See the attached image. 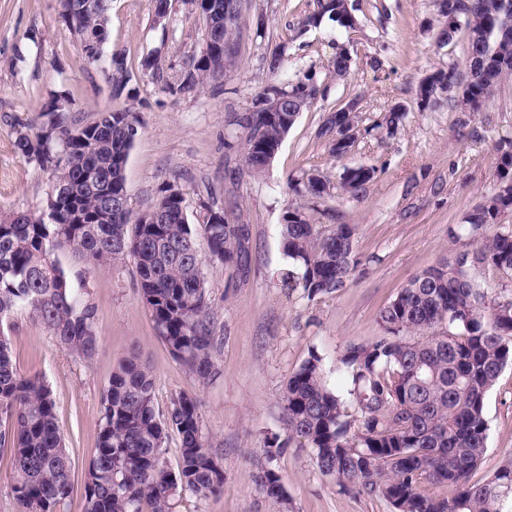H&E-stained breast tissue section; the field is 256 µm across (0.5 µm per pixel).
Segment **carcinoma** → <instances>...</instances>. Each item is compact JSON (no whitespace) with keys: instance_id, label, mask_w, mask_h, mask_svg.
Here are the masks:
<instances>
[{"instance_id":"1","label":"carcinoma","mask_w":512,"mask_h":512,"mask_svg":"<svg viewBox=\"0 0 512 512\" xmlns=\"http://www.w3.org/2000/svg\"><path fill=\"white\" fill-rule=\"evenodd\" d=\"M79 10V0H64L62 23L72 33L105 45L112 0ZM308 17L313 26L328 19L337 24L348 12L346 0H315ZM243 6L239 0H200L201 16L214 40L236 44ZM460 15L452 31L439 30L451 41L467 34L468 100L482 106L490 97L489 80L512 77V0H440L439 16ZM236 64V49L199 53L188 59L164 91L191 94L209 81L221 80ZM268 84L253 111L237 115L245 133L243 164L250 175L263 174L296 123L299 113L262 111L263 97L280 95L292 105L312 95L311 74L288 76L283 56L272 55ZM112 97L129 105L107 107L80 123L67 112L44 107L37 131L21 130L15 150L50 175L45 208L38 214H0V452L12 461L11 491L20 512H57L73 492L72 466L60 430L51 390L36 375H24L12 359L3 326L20 313L37 318L58 344L83 361L97 351L94 304L81 300L59 260L69 253L89 267L132 263L140 298L160 338L171 353L199 378L213 369L217 341L212 334L206 267L241 265L247 226L233 214L202 201L210 221L189 219L184 196L167 185L157 204L163 212L154 224L132 216L129 199L112 212L109 224L96 223L104 195L127 194L125 166L139 129L134 106L137 91L129 87L124 62L115 68ZM405 113L392 109L366 127L395 134ZM59 136L47 140V125ZM358 125L347 112L329 111L327 126ZM499 189L470 211L464 222L448 226V238L466 237L472 248L416 274L379 314L381 336L367 344L350 343L336 363L348 384L347 396L325 381L323 357L312 351L288 379L281 402L287 437L264 442L272 459L291 442L313 449L318 470L342 491L374 495L392 512H512V457L486 478L475 479L484 463L488 439L485 398L502 370L512 364V289L492 288L477 269L493 271L512 283V225L500 223L512 211V142L496 148ZM377 172L372 165L346 166L338 184L318 171L298 179L304 196L323 199L333 190L356 196ZM489 226L497 227L491 237ZM208 245V260L196 246V228ZM357 226L312 224L305 208L286 210L280 224L284 255L298 270L295 287L313 300L332 294L353 280ZM180 438L177 469L164 459L170 432ZM259 489L278 504L287 503L281 476L264 467ZM447 485L454 495L438 497L422 485ZM183 492L200 498L224 493V469L208 448L201 429L198 399L181 394L165 416L155 408V378L135 355L112 375L103 398L97 447L85 472L84 512H171Z\"/></svg>"}]
</instances>
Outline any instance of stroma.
Here are the masks:
<instances>
[{
	"mask_svg": "<svg viewBox=\"0 0 512 512\" xmlns=\"http://www.w3.org/2000/svg\"><path fill=\"white\" fill-rule=\"evenodd\" d=\"M349 2L358 20L353 30L328 20L303 28L314 0H249L236 66L200 92L172 96L163 87L202 49L205 22L188 14L182 0H172L160 28L152 21L153 0H112L106 50L123 56L142 121L125 170L132 213L149 210L160 189L177 182L188 212L210 201L248 224V263L240 271L208 275L218 355L216 373L205 382L158 336L130 264L91 268L61 255L76 291L88 292L97 309L95 357L86 362L70 355L25 314L10 334L20 371L40 375L56 401L74 484L60 512L84 510V475L96 448L103 395L121 360L132 354L155 377L158 413H166L177 395L199 398L202 433L224 469L223 495L187 492L174 499L172 512H278L257 485L266 463L282 477L288 512H390L382 499L339 490L317 469L311 449L294 442L269 460L264 441L284 435L281 396L310 352L323 357L327 383L335 385L339 355L348 344L380 336L379 312L406 281L465 249V242L449 239L448 227L462 223L498 188L495 147L512 138V78L471 118H463L451 93L422 108L417 89L427 76L451 64L465 75L464 37L439 45L436 0ZM338 44L352 57L342 80L329 71ZM279 49L284 69L314 73L325 94L300 113L264 174L230 181V172L242 166L244 140L233 117L252 107L270 82L267 62ZM150 54L160 55V70H142L140 62ZM54 90L69 93L76 118L84 121L95 109L124 105L112 99L101 67L83 62L55 0H0L1 212L38 213L44 207L48 177L15 153L13 141ZM354 97L361 100L364 125L397 105L406 118L395 136L361 138L342 163L316 130L326 111ZM346 163L377 169L360 196L337 192L308 202L291 188L294 178L313 169L338 181ZM304 203L313 223L356 225L361 261L346 288L313 300L283 282L291 263L282 252L280 222L287 209ZM485 416L484 476L512 456V365L489 391Z\"/></svg>",
	"mask_w": 512,
	"mask_h": 512,
	"instance_id": "obj_1",
	"label": "stroma"
}]
</instances>
